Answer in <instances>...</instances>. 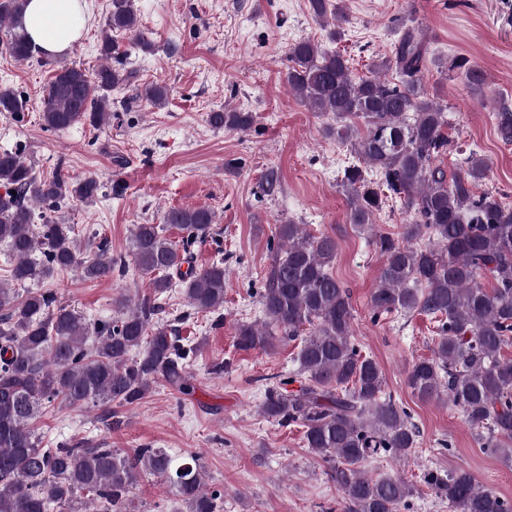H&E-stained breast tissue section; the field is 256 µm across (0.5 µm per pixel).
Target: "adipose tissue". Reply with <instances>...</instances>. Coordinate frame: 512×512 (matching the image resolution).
<instances>
[{
  "label": "adipose tissue",
  "mask_w": 512,
  "mask_h": 512,
  "mask_svg": "<svg viewBox=\"0 0 512 512\" xmlns=\"http://www.w3.org/2000/svg\"><path fill=\"white\" fill-rule=\"evenodd\" d=\"M80 0H28L22 24L33 44L49 57L62 55L84 27Z\"/></svg>",
  "instance_id": "obj_1"
}]
</instances>
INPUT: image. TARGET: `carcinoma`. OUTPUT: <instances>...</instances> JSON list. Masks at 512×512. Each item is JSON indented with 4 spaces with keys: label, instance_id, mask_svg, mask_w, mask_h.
Segmentation results:
<instances>
[{
    "label": "carcinoma",
    "instance_id": "obj_1",
    "mask_svg": "<svg viewBox=\"0 0 512 512\" xmlns=\"http://www.w3.org/2000/svg\"><path fill=\"white\" fill-rule=\"evenodd\" d=\"M26 3L0 0L7 50L17 61L36 52L20 23ZM116 34L152 47L139 29L134 0L109 4L100 48L107 60L116 54ZM426 53L421 33L408 28L393 57L378 65L395 78L357 80L341 53L302 40L290 49L286 81L302 102L332 115L328 132L352 141L363 162L381 173L377 183L358 166L344 171L350 222L373 229L382 185L414 212L402 240L379 237L383 264L370 295L377 315L417 311L440 318L434 355L412 363L408 386L422 401L448 398L486 447L504 452L512 444V358L501 354L512 343V207L476 193L486 175L483 159L470 157L450 176L435 165L448 150V121L442 105L424 97ZM43 63L52 66V76L40 98V120L52 131L103 124L112 116V92L131 86L136 76L108 64L89 74L75 65ZM448 70L463 71L472 87L486 85L483 71L462 58L451 59ZM167 96L166 86L150 84L136 89L134 99L158 106ZM25 108L21 95L0 87V113L19 116ZM496 120L501 139L511 143L512 111L501 109ZM209 123L245 132L254 118L217 111L209 113ZM0 186V244L14 260L12 281L44 283L67 270L86 280L124 272L125 260L112 256L106 238L92 232L82 239L64 218L72 203L96 200L103 185L95 177L76 178L60 166L43 176L19 151L3 149ZM164 221L185 233L182 244L163 237L158 224L134 225V262L152 276L153 294L116 300L109 320L86 319L51 288L21 293L0 283V512H90L93 506L95 512H131V490L146 475L166 484L187 512H223L224 490L206 489L196 452L178 457L148 445L126 452L83 443L43 448L31 426L39 409L57 401L124 407L160 381L187 388L195 347L157 319L158 300L176 277L195 313L218 312L224 262L193 265L189 244L210 235V210L171 208ZM277 239L261 294L264 320L237 324L236 342L243 350L268 352L281 338L301 341L297 373L265 389L260 413L303 429L306 448L327 465L341 492V512H400L408 507L411 486L390 476L369 477L360 466L387 453L408 456L418 434L408 412L385 393L380 366L352 342L350 293L331 271L336 239L313 236L302 224L279 225ZM295 382L299 389H286ZM427 484L460 512H512L511 502L463 469L446 477L431 473Z\"/></svg>",
    "mask_w": 512,
    "mask_h": 512
}]
</instances>
